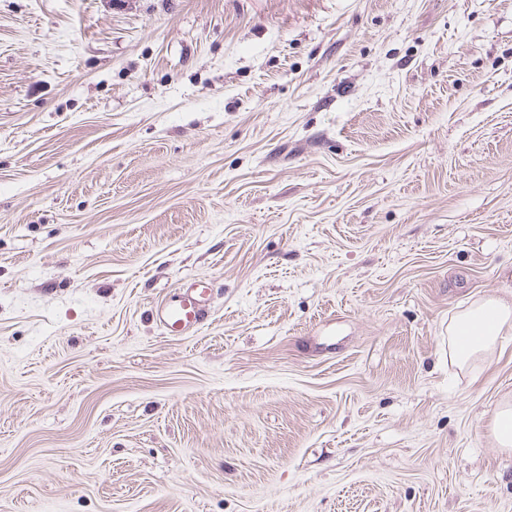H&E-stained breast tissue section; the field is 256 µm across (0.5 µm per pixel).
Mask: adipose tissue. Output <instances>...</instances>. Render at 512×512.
<instances>
[{
  "mask_svg": "<svg viewBox=\"0 0 512 512\" xmlns=\"http://www.w3.org/2000/svg\"><path fill=\"white\" fill-rule=\"evenodd\" d=\"M512 334V299L488 298L455 314L448 322V358L466 365L500 337Z\"/></svg>",
  "mask_w": 512,
  "mask_h": 512,
  "instance_id": "adipose-tissue-1",
  "label": "adipose tissue"
}]
</instances>
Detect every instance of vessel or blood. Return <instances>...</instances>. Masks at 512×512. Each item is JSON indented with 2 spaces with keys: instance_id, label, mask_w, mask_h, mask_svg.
I'll return each instance as SVG.
<instances>
[{
  "instance_id": "obj_1",
  "label": "vessel or blood",
  "mask_w": 512,
  "mask_h": 512,
  "mask_svg": "<svg viewBox=\"0 0 512 512\" xmlns=\"http://www.w3.org/2000/svg\"><path fill=\"white\" fill-rule=\"evenodd\" d=\"M212 294L209 281L204 279L169 294L157 307L159 323L172 336L195 331L210 317Z\"/></svg>"
}]
</instances>
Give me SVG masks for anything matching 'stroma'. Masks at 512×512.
<instances>
[{
  "mask_svg": "<svg viewBox=\"0 0 512 512\" xmlns=\"http://www.w3.org/2000/svg\"><path fill=\"white\" fill-rule=\"evenodd\" d=\"M511 296L512 0H0V512H512ZM210 286L209 281L199 279L160 302L156 315L167 334L187 335L208 321L213 294ZM512 333V299L488 298L455 314L448 322V359L460 367ZM467 343L462 344L461 340ZM493 425L500 445L505 449H510L512 446V409L506 407L499 410L494 416Z\"/></svg>",
  "mask_w": 512,
  "mask_h": 512,
  "instance_id": "stroma-1",
  "label": "stroma"
}]
</instances>
